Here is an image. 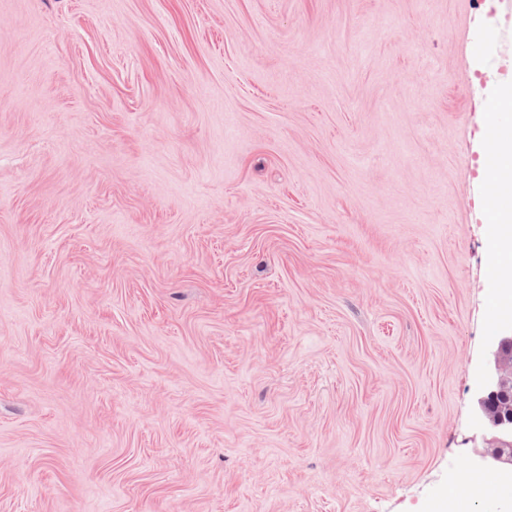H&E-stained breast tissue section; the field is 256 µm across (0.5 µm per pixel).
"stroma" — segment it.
Listing matches in <instances>:
<instances>
[{
  "mask_svg": "<svg viewBox=\"0 0 512 512\" xmlns=\"http://www.w3.org/2000/svg\"><path fill=\"white\" fill-rule=\"evenodd\" d=\"M504 0H0V512H429L477 472ZM488 78L483 90L486 102L495 111H510L512 108V75L504 77L490 73Z\"/></svg>",
  "mask_w": 512,
  "mask_h": 512,
  "instance_id": "35a3bbf8",
  "label": "stroma"
}]
</instances>
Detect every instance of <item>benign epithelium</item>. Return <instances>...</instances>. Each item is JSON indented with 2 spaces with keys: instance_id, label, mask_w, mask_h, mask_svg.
I'll return each mask as SVG.
<instances>
[{
  "instance_id": "7a95c632",
  "label": "benign epithelium",
  "mask_w": 512,
  "mask_h": 512,
  "mask_svg": "<svg viewBox=\"0 0 512 512\" xmlns=\"http://www.w3.org/2000/svg\"><path fill=\"white\" fill-rule=\"evenodd\" d=\"M512 387V324L503 325L490 353L482 396L478 400V415L484 433L489 435L481 455L482 461L496 466L512 467V410L506 408L494 414L491 408L504 398Z\"/></svg>"
}]
</instances>
